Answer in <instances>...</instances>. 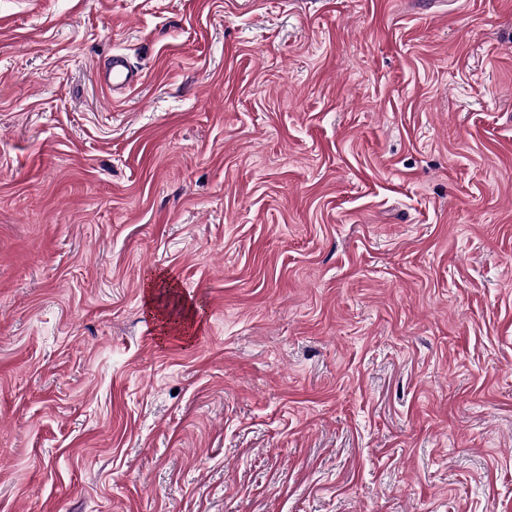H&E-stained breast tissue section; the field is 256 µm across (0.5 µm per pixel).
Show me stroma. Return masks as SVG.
I'll use <instances>...</instances> for the list:
<instances>
[{
	"mask_svg": "<svg viewBox=\"0 0 512 512\" xmlns=\"http://www.w3.org/2000/svg\"><path fill=\"white\" fill-rule=\"evenodd\" d=\"M0 512H512V0H0ZM98 78L112 94H117L136 87L142 76L132 68L126 56L112 54L103 63ZM176 292L177 286L164 272L153 274L144 284L143 301L151 315L159 323L161 334L177 333L188 337L195 334L201 322L197 316L198 305L190 297L180 298V313L178 316L157 307L155 292L158 288Z\"/></svg>",
	"mask_w": 512,
	"mask_h": 512,
	"instance_id": "stroma-1",
	"label": "stroma"
}]
</instances>
